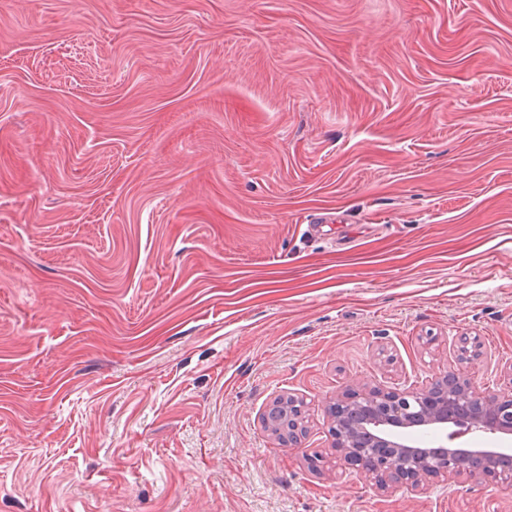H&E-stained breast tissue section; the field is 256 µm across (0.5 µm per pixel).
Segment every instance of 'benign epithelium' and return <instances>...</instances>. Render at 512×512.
I'll return each instance as SVG.
<instances>
[{"label":"benign epithelium","instance_id":"obj_1","mask_svg":"<svg viewBox=\"0 0 512 512\" xmlns=\"http://www.w3.org/2000/svg\"><path fill=\"white\" fill-rule=\"evenodd\" d=\"M285 401L284 396L275 398L263 419L288 422L282 444L298 449L307 425L291 413H281ZM461 405L473 410L469 429L512 432V395L482 389L459 367L439 371L418 390L347 386L326 410L336 458L345 468L364 474L383 493L418 492L433 481L455 483L473 477L511 487V452L474 448L460 454L454 448H420L402 436L406 428H442L455 422Z\"/></svg>","mask_w":512,"mask_h":512}]
</instances>
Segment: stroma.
<instances>
[{
  "instance_id": "obj_1",
  "label": "stroma",
  "mask_w": 512,
  "mask_h": 512,
  "mask_svg": "<svg viewBox=\"0 0 512 512\" xmlns=\"http://www.w3.org/2000/svg\"><path fill=\"white\" fill-rule=\"evenodd\" d=\"M462 334L511 389L512 0H0V512H512L307 462ZM287 397L279 396L273 400V402L269 405L266 410L263 419L267 423L270 424L271 421H275L276 423H282L283 429L279 431L276 436L280 433H283V437L280 439L282 444L288 448H301L302 440L305 438L303 435L306 432L307 425L305 424V420H300L299 416L295 417L292 412L289 410L288 405L286 406L288 410V429L287 422H284L285 419V411L283 414L281 413V409L283 404L285 403Z\"/></svg>"
}]
</instances>
